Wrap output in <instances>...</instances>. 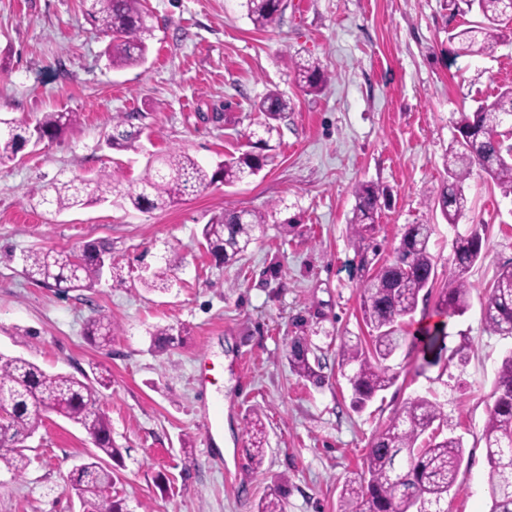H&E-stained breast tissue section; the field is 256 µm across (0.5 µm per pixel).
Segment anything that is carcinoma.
I'll return each mask as SVG.
<instances>
[{
	"mask_svg": "<svg viewBox=\"0 0 512 512\" xmlns=\"http://www.w3.org/2000/svg\"><path fill=\"white\" fill-rule=\"evenodd\" d=\"M84 14L98 28L111 35L108 56L112 66L125 67L145 62L148 40L153 35L143 0H83ZM281 0H245L247 16L258 28L276 17ZM468 10H477L482 20L448 33L456 53L472 54L490 50L501 39L498 22L512 14L509 0H466ZM295 80L307 92L319 90L327 77L320 65L304 60L293 63ZM289 102L271 93L254 104L263 115L257 122L266 134L288 111ZM132 116L118 115L106 143L111 148H132L142 130L131 123ZM75 112H44L34 125L0 119V161L13 159L35 133L52 139L75 125ZM512 123V87L501 91L489 103L472 112H461L455 121L459 137L448 151V181L442 187L440 211L449 224L458 223L469 210L466 181L473 167L482 169L505 197L512 196V139L506 134ZM269 158L246 152L232 156L210 171L186 153H170L147 163L143 176L132 191L121 193L106 173L95 179L56 180L33 191L39 204L56 212L108 200L119 195L138 210L163 209L183 197L207 190L216 182L242 183L268 165ZM384 192L374 184L360 183L354 189L355 205L349 230L359 256L360 269L369 265L368 254H377L371 244ZM258 217L252 213L226 210L204 226L208 252L226 265L237 261L255 240ZM429 224L405 227L394 254L371 275L360 289L363 321L369 328L367 340H344L339 346L341 375L351 389V406L361 412L391 387L398 378L387 361L406 345L403 319L412 315L420 292L435 278L434 256L429 242ZM484 245L481 227L455 242L454 260L448 273V290L438 301L440 310L464 312L473 285L469 273L480 260ZM111 254L105 242H89L69 251H33L24 257L23 273L32 282L63 292L90 288L103 276L99 262ZM483 321L492 332L512 336V266L502 269L482 295ZM112 322L88 320L85 335L98 346L112 342ZM307 336L291 338L288 363L298 377L319 385L325 381L319 359H310ZM109 386L101 375L91 381L68 373L49 374L23 357L0 354V408L7 417L0 423V469L23 474L31 463L25 453L26 440L41 424V413L55 412L83 428L96 452L75 466L67 482L79 491L84 512H123L122 502L105 493L114 476L106 459H117L120 449L112 445V425L105 412L96 408L100 389ZM494 401L483 431L485 454L490 467V512H512V352L497 372ZM448 417L437 402L427 397L408 399L401 412L375 437L358 477L345 482L336 512H448V494L454 488L465 460L463 441L443 433ZM249 455L261 467L266 453L263 423L256 419L247 428ZM281 475L268 486L256 512H286Z\"/></svg>",
	"mask_w": 512,
	"mask_h": 512,
	"instance_id": "carcinoma-1",
	"label": "carcinoma"
}]
</instances>
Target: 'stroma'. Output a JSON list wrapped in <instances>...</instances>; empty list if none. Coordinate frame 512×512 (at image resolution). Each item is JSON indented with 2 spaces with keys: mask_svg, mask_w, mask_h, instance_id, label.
Wrapping results in <instances>:
<instances>
[{
  "mask_svg": "<svg viewBox=\"0 0 512 512\" xmlns=\"http://www.w3.org/2000/svg\"><path fill=\"white\" fill-rule=\"evenodd\" d=\"M242 2L145 0L153 26L148 58L115 69L104 54L110 38L87 21L82 0H0V119L79 116L59 138L0 162V353L49 373L110 378L97 405L122 453L112 464L111 495L127 512H254L275 475L288 478L287 512H336L342 485L360 472L374 436L416 396L440 403L449 433L464 443L448 512H489L482 433L512 336L486 328L481 302L484 288L512 266V198L474 171L470 209L450 224L437 194L458 114L512 86V16L491 51L458 56L449 29L479 15H450L446 0H283L263 29ZM299 57L317 60L327 75L320 92L295 82ZM272 90L291 109L266 143L248 141L244 133L258 118L252 105ZM119 113L143 130L134 148L106 144ZM174 151L209 169L229 153L270 161L243 183L215 185L163 210L141 212L118 198L55 214L30 199L41 183L103 171L129 190L152 155ZM362 182L387 194L373 230L380 258L392 254L405 225H432L434 284L404 328L411 337L437 323L443 331L431 353L396 354L390 366L398 380L356 412L338 350L340 338L368 334L348 229L353 189ZM225 210L262 218L255 243L231 265L216 263L202 237ZM476 224L486 227V249L469 274V307L439 317L453 245ZM92 241L110 244L115 272L92 288L64 293L22 273L29 251ZM164 268L171 288H146L145 279ZM93 317L115 325L109 346L86 340ZM167 326L179 332V344L151 350L152 333ZM295 336L310 338L322 386L291 372ZM462 347L463 365L454 357ZM204 363L214 380L203 390ZM217 400L224 404L220 447L208 435ZM254 417L267 440L257 470L247 457ZM26 446L32 463L23 475L0 471V512H82L63 478L93 453L86 432L51 412Z\"/></svg>",
  "mask_w": 512,
  "mask_h": 512,
  "instance_id": "35a3bbf8",
  "label": "stroma"
}]
</instances>
